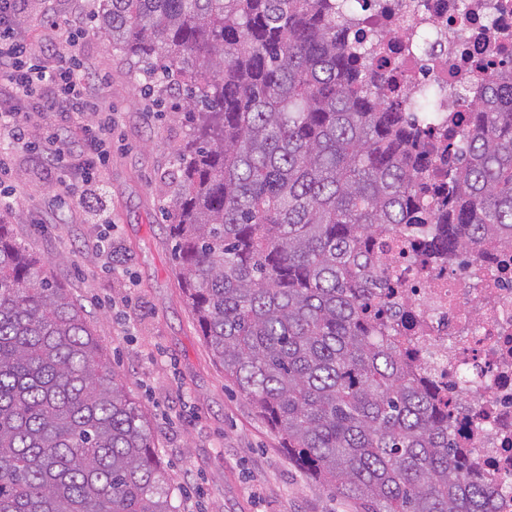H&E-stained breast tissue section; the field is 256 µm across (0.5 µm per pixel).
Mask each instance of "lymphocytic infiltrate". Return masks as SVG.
Wrapping results in <instances>:
<instances>
[{
  "label": "lymphocytic infiltrate",
  "mask_w": 512,
  "mask_h": 512,
  "mask_svg": "<svg viewBox=\"0 0 512 512\" xmlns=\"http://www.w3.org/2000/svg\"><path fill=\"white\" fill-rule=\"evenodd\" d=\"M23 10V0H0V137L24 142L27 115L19 104L32 97L41 99L44 106L72 114L74 132L56 130L46 136V159L62 186H69L70 172H78L83 190L75 200L83 212L97 215L99 192L94 180L111 156L112 117L85 90L88 73L76 38L66 37L67 50L59 55L57 64L35 63L16 23ZM91 112L98 114V121L85 123Z\"/></svg>",
  "instance_id": "f902f5d3"
}]
</instances>
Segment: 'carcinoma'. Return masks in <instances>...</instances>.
<instances>
[{"label":"carcinoma","mask_w":512,"mask_h":512,"mask_svg":"<svg viewBox=\"0 0 512 512\" xmlns=\"http://www.w3.org/2000/svg\"><path fill=\"white\" fill-rule=\"evenodd\" d=\"M351 0H102L96 26L184 86L191 140L166 228L224 377L292 459L361 512H492L450 409L382 318L393 274L365 238L418 233L437 265L512 248V52L458 93L448 156L433 91L391 103L389 38ZM0 512H176L148 420L83 307L0 221Z\"/></svg>","instance_id":"carcinoma-1"}]
</instances>
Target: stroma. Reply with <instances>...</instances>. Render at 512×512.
<instances>
[{"instance_id": "obj_1", "label": "stroma", "mask_w": 512, "mask_h": 512, "mask_svg": "<svg viewBox=\"0 0 512 512\" xmlns=\"http://www.w3.org/2000/svg\"><path fill=\"white\" fill-rule=\"evenodd\" d=\"M100 0H30L59 35L82 30L79 50L87 88L111 109L112 159L98 180L106 223H90L72 205L44 223L45 203L63 188L44 170L36 143L44 128L66 126L64 115L30 112L28 146L16 147L0 221L39 257L60 287L89 313L95 335L128 395L145 414L177 512H360L357 504L311 480L292 461L270 425L224 378L204 342L174 270L164 230L174 208L168 175L191 135L183 97L146 87L133 64L91 23ZM112 240V253L96 246ZM121 257L123 274L113 273Z\"/></svg>"}]
</instances>
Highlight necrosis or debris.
<instances>
[{
	"label": "necrosis or debris",
	"mask_w": 512,
	"mask_h": 512,
	"mask_svg": "<svg viewBox=\"0 0 512 512\" xmlns=\"http://www.w3.org/2000/svg\"><path fill=\"white\" fill-rule=\"evenodd\" d=\"M364 22L398 33L385 47L398 59L399 85L431 82L440 111H457V93L486 83L485 63L512 34V0H380ZM401 236L372 237L368 250L402 280L391 296L397 316L413 320L404 359L438 397H460L458 460L473 480H512V251L484 249L480 262L409 264ZM468 376L470 392L454 382Z\"/></svg>",
	"instance_id": "1"
}]
</instances>
